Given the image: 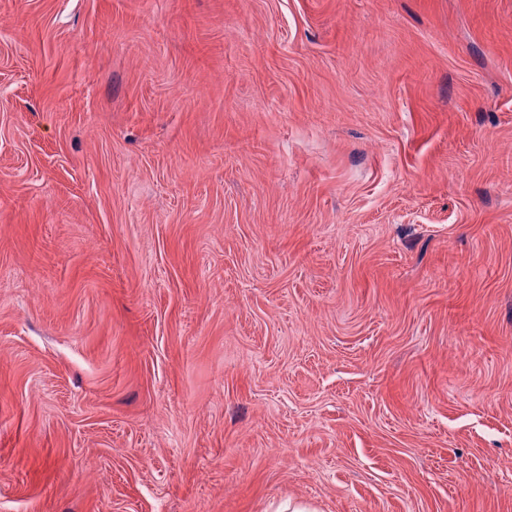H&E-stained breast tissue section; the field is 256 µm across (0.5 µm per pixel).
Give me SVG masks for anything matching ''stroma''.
<instances>
[{
  "instance_id": "obj_1",
  "label": "stroma",
  "mask_w": 512,
  "mask_h": 512,
  "mask_svg": "<svg viewBox=\"0 0 512 512\" xmlns=\"http://www.w3.org/2000/svg\"><path fill=\"white\" fill-rule=\"evenodd\" d=\"M512 512V0H0V512Z\"/></svg>"
}]
</instances>
